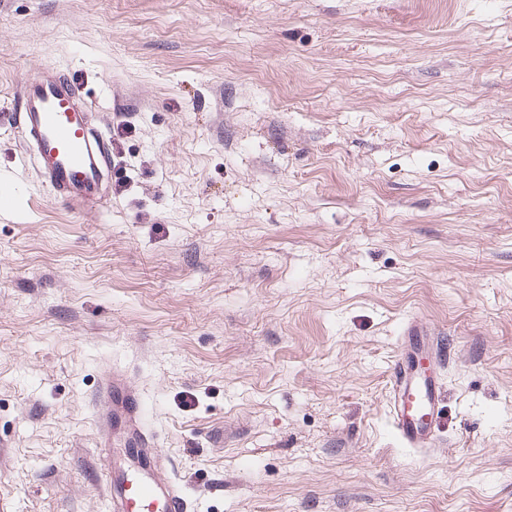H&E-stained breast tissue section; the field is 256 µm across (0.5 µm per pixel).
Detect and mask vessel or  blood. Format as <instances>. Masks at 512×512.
Masks as SVG:
<instances>
[{
  "instance_id": "obj_1",
  "label": "vessel or blood",
  "mask_w": 512,
  "mask_h": 512,
  "mask_svg": "<svg viewBox=\"0 0 512 512\" xmlns=\"http://www.w3.org/2000/svg\"><path fill=\"white\" fill-rule=\"evenodd\" d=\"M11 121L21 133L23 149L54 199L76 213H89L112 180V142L91 123L86 98L73 78L46 68L17 85ZM422 350L407 353L390 369L391 414L395 433L405 447L434 446L439 423L440 387L425 371ZM101 395L108 404L99 416L102 431L122 423L134 436L140 458L135 474L107 481L110 512H147L161 501V512H188L182 487L166 476L154 434L144 421L143 401L129 378L115 372L104 378Z\"/></svg>"
}]
</instances>
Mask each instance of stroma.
I'll return each instance as SVG.
<instances>
[{
  "label": "stroma",
  "mask_w": 512,
  "mask_h": 512,
  "mask_svg": "<svg viewBox=\"0 0 512 512\" xmlns=\"http://www.w3.org/2000/svg\"><path fill=\"white\" fill-rule=\"evenodd\" d=\"M68 72L123 127L96 212L7 119ZM0 512H106L103 374L189 512H512V0H0ZM444 360L404 447L409 323ZM434 357L416 349L394 362L390 369L391 414L395 433L407 448L435 446L439 423L440 387L434 372L422 369L423 360L441 365L438 343L422 336Z\"/></svg>",
  "instance_id": "obj_1"
}]
</instances>
